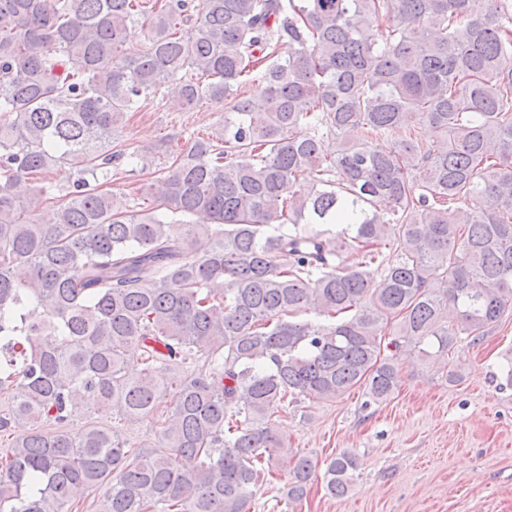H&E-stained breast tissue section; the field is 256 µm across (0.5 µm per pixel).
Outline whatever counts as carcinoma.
Returning <instances> with one entry per match:
<instances>
[{
    "mask_svg": "<svg viewBox=\"0 0 512 512\" xmlns=\"http://www.w3.org/2000/svg\"><path fill=\"white\" fill-rule=\"evenodd\" d=\"M169 84L230 110L128 209L90 182ZM58 164L77 178L53 213L44 185L18 200ZM511 309L512 0H0V393L18 389L0 431L28 429L0 455V512H73L99 487L96 512H249L282 463L300 500L316 464L275 419L356 386L387 401L407 352L458 384L461 337ZM157 410L133 456L116 427H71ZM358 469L327 460V493Z\"/></svg>",
    "mask_w": 512,
    "mask_h": 512,
    "instance_id": "carcinoma-1",
    "label": "carcinoma"
}]
</instances>
